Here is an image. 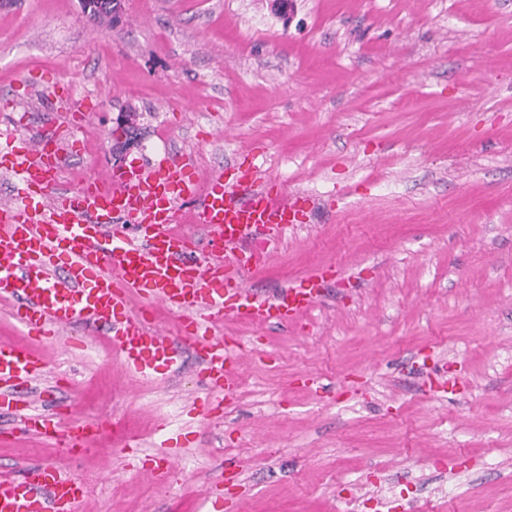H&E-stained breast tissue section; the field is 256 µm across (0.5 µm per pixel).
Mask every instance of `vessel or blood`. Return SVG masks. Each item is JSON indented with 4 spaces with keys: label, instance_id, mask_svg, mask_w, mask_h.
I'll return each instance as SVG.
<instances>
[{
    "label": "vessel or blood",
    "instance_id": "vessel-or-blood-1",
    "mask_svg": "<svg viewBox=\"0 0 512 512\" xmlns=\"http://www.w3.org/2000/svg\"><path fill=\"white\" fill-rule=\"evenodd\" d=\"M66 125L51 137L23 140L0 134V170L10 194L0 197V299L27 335L66 350L81 348L82 325L110 336L127 365L153 379L178 370L194 352L207 391L237 386L235 356L217 325L235 318L288 325L322 298L331 277L321 270L266 298L245 274L264 266L271 242L289 225L305 223L310 198L286 193L261 177L245 151L233 178L202 170L189 154H167L151 167L129 164L88 176L72 189L56 178L77 150ZM196 202L192 216L182 203ZM193 219L206 233L198 241L181 231ZM176 313L168 330L157 310ZM43 359L0 340V411L16 417L18 431L64 448L62 459L0 476V512H79L88 486L68 457L85 453L106 424L73 418L72 405L36 411L31 389Z\"/></svg>",
    "mask_w": 512,
    "mask_h": 512
}]
</instances>
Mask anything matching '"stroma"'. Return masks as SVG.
Wrapping results in <instances>:
<instances>
[{
  "label": "stroma",
  "instance_id": "stroma-1",
  "mask_svg": "<svg viewBox=\"0 0 512 512\" xmlns=\"http://www.w3.org/2000/svg\"><path fill=\"white\" fill-rule=\"evenodd\" d=\"M57 82L87 113L64 182L175 150L230 178L254 146L314 207L248 284L339 271L291 328L219 327L248 352L206 417L193 355L147 380L107 337L42 345L47 406L107 423L70 460L80 512H213L229 461L223 512H366L386 481L391 512H512V0H295L287 19L272 0H124L115 24L0 0V130L50 135ZM165 436L178 469L155 483L137 469ZM62 453L0 421V475Z\"/></svg>",
  "mask_w": 512,
  "mask_h": 512
}]
</instances>
